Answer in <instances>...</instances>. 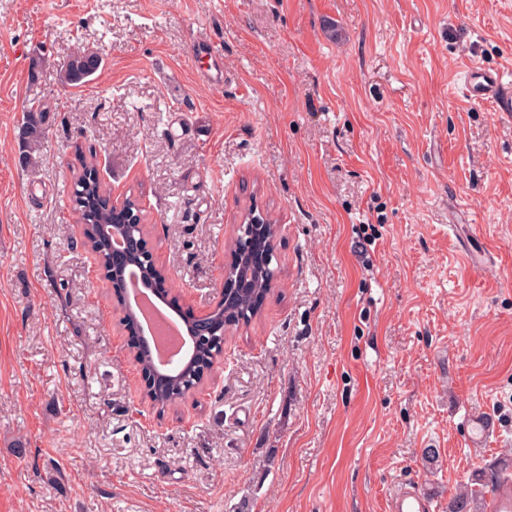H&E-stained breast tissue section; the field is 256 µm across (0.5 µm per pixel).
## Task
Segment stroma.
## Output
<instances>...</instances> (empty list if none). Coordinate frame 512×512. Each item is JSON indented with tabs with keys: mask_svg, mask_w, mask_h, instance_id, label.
Masks as SVG:
<instances>
[{
	"mask_svg": "<svg viewBox=\"0 0 512 512\" xmlns=\"http://www.w3.org/2000/svg\"><path fill=\"white\" fill-rule=\"evenodd\" d=\"M81 46L103 70L61 85ZM472 63L512 76V0H0V512H392L409 481L448 512L495 476L512 112L462 100ZM93 158L194 317L248 209L280 226L260 314L161 411L72 217ZM25 113L26 116L20 129V138L26 146L31 147L39 143L44 136L46 111L43 105H35V101H33ZM484 471H475L470 482L448 502V512H481L482 498L480 487L484 486Z\"/></svg>",
	"mask_w": 512,
	"mask_h": 512,
	"instance_id": "obj_1",
	"label": "stroma"
}]
</instances>
